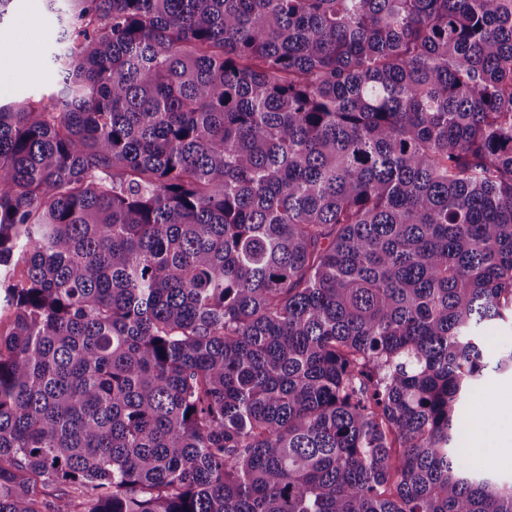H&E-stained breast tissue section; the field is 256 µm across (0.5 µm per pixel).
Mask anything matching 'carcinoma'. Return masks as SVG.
Returning <instances> with one entry per match:
<instances>
[{
  "mask_svg": "<svg viewBox=\"0 0 512 512\" xmlns=\"http://www.w3.org/2000/svg\"><path fill=\"white\" fill-rule=\"evenodd\" d=\"M0 105V512H512V0H44ZM42 0H14L12 11L4 18L0 24V43H14L22 48L18 55H0L3 56H23L26 57L30 52L32 44L37 46V54L33 61L34 75H17L10 84L1 89L0 80V104H8L18 101L23 97H31L38 100L44 94L51 92V85L55 84V79L51 71L47 68L46 46L52 33V21L41 15ZM20 27L25 31L17 36L15 32ZM27 64V63H26ZM26 64H21L13 59L2 58L0 60V73L3 77L7 74L22 69ZM477 389L465 402L462 417L466 425V448H472L471 462L478 467L493 466L497 472L512 476V451L510 458H497L502 436L512 429V369H494L497 357H490ZM492 407L495 415L487 417ZM511 447V436L500 448ZM474 448H477L476 450ZM512 448V447H511ZM510 448V449H511Z\"/></svg>",
  "mask_w": 512,
  "mask_h": 512,
  "instance_id": "obj_1",
  "label": "carcinoma"
}]
</instances>
